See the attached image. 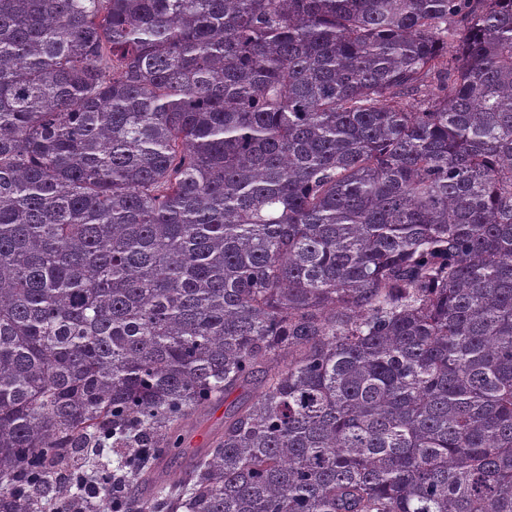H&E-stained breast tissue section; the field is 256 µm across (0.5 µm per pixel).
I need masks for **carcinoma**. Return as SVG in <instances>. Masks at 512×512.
<instances>
[{
    "instance_id": "cac0c4a2",
    "label": "carcinoma",
    "mask_w": 512,
    "mask_h": 512,
    "mask_svg": "<svg viewBox=\"0 0 512 512\" xmlns=\"http://www.w3.org/2000/svg\"><path fill=\"white\" fill-rule=\"evenodd\" d=\"M49 506L512 512V0H0V512ZM254 390L243 392L235 391L224 400L213 406L203 418L192 417L186 422V432L180 448H170L165 456V464L172 470H190L200 454L199 448H207L209 434L212 430L224 427V411L228 409L239 397L254 396Z\"/></svg>"
}]
</instances>
